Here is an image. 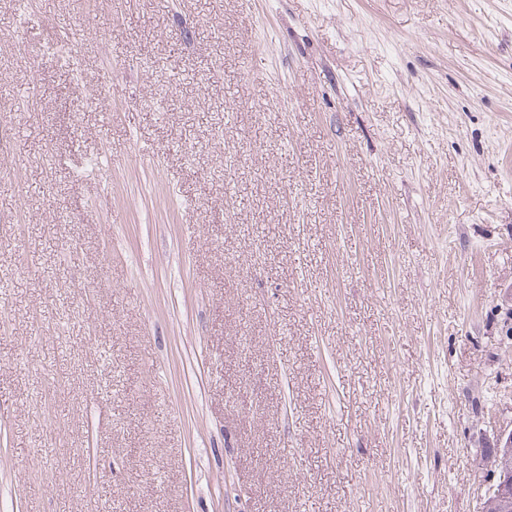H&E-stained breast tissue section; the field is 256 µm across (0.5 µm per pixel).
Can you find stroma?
Masks as SVG:
<instances>
[{"label":"stroma","mask_w":512,"mask_h":512,"mask_svg":"<svg viewBox=\"0 0 512 512\" xmlns=\"http://www.w3.org/2000/svg\"><path fill=\"white\" fill-rule=\"evenodd\" d=\"M512 423V0H0V512H481Z\"/></svg>","instance_id":"stroma-1"}]
</instances>
